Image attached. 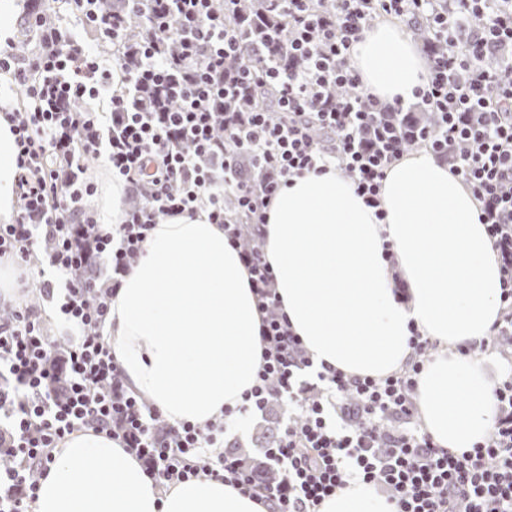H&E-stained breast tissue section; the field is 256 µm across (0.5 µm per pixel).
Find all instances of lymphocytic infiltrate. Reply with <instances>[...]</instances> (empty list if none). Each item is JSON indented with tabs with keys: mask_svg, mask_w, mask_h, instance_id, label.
Segmentation results:
<instances>
[{
	"mask_svg": "<svg viewBox=\"0 0 512 512\" xmlns=\"http://www.w3.org/2000/svg\"><path fill=\"white\" fill-rule=\"evenodd\" d=\"M215 0H140L151 33L130 41L123 16L100 0H69L46 24L27 12L38 45L28 56L0 42V76L19 100L0 105L20 169L13 223L0 224V259L16 265L18 292L57 305L71 335L54 351L40 309L14 304L0 318V512H34L39 481L66 436L104 433L142 465L160 491L217 479L266 512H320L337 489L362 482L389 491L396 512H512V367L495 388L490 438L462 455L438 448L417 420V380L433 348L412 332V354L384 378L314 370L265 262L266 211L288 177L347 174L378 207L384 169L422 146L446 161L481 204L501 263L503 310L492 326L512 337V0H283L289 65L244 58ZM381 17L426 28L430 79L416 90L440 132L401 100L363 93L349 63ZM94 28L101 46L84 45ZM177 39L173 57L161 45ZM274 89L276 111L258 101ZM103 164L137 205L104 229L87 206ZM205 213L247 267L262 315V360L240 413L285 398L294 406L265 450L277 480L224 449L226 419L165 422L126 382L103 335L111 302L160 220ZM56 276L48 279L45 268Z\"/></svg>",
	"mask_w": 512,
	"mask_h": 512,
	"instance_id": "lymphocytic-infiltrate-1",
	"label": "lymphocytic infiltrate"
}]
</instances>
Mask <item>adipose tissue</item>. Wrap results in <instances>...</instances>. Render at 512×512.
<instances>
[{
  "mask_svg": "<svg viewBox=\"0 0 512 512\" xmlns=\"http://www.w3.org/2000/svg\"><path fill=\"white\" fill-rule=\"evenodd\" d=\"M366 94L410 100L428 65L402 26L382 22L355 44ZM17 147L0 116V222L16 199ZM380 210L336 173L289 178L267 214L264 259L281 307L314 364L384 377L411 355L412 330L437 341L418 379L426 431L459 455L491 435L490 359L477 346L501 315L500 262L479 203L432 153L402 157L384 174ZM392 259H385V250ZM402 280L406 296L394 293ZM261 318L250 276L223 230L204 215L156 225L112 300L104 334L129 384L170 423L205 424L240 406L261 361ZM36 512H262L224 481L201 478L160 493L110 437L77 432L53 452ZM320 512H394L357 484Z\"/></svg>",
  "mask_w": 512,
  "mask_h": 512,
  "instance_id": "adipose-tissue-1",
  "label": "adipose tissue"
}]
</instances>
